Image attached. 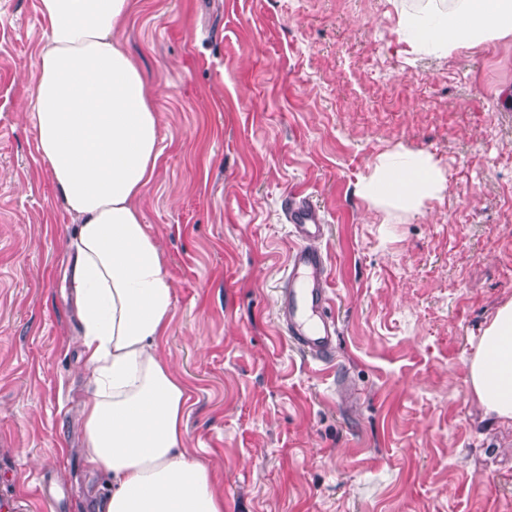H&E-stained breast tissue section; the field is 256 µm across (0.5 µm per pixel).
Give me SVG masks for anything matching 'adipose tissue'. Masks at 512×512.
Here are the masks:
<instances>
[{"instance_id": "obj_1", "label": "adipose tissue", "mask_w": 512, "mask_h": 512, "mask_svg": "<svg viewBox=\"0 0 512 512\" xmlns=\"http://www.w3.org/2000/svg\"><path fill=\"white\" fill-rule=\"evenodd\" d=\"M133 0H39L45 42L25 109L74 222L68 279L91 372L88 463L112 480L96 512H224L208 469L185 447L188 388L161 356L173 288L139 198L157 175L160 116L120 34ZM414 48H473L512 36V0H451L401 14ZM446 179L423 151L381 155L358 185L375 207L420 212ZM486 415L512 421V302L469 363Z\"/></svg>"}]
</instances>
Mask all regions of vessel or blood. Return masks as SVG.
Listing matches in <instances>:
<instances>
[{
  "mask_svg": "<svg viewBox=\"0 0 512 512\" xmlns=\"http://www.w3.org/2000/svg\"><path fill=\"white\" fill-rule=\"evenodd\" d=\"M285 215L298 244L289 255L288 273L280 288L279 321L288 339L307 357L327 363L336 341V324L327 314L329 272L323 253L309 245L322 236L324 224L307 196L299 192L289 195Z\"/></svg>",
  "mask_w": 512,
  "mask_h": 512,
  "instance_id": "vessel-or-blood-1",
  "label": "vessel or blood"
}]
</instances>
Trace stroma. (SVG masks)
Returning a JSON list of instances; mask_svg holds the SVG:
<instances>
[{"mask_svg":"<svg viewBox=\"0 0 512 512\" xmlns=\"http://www.w3.org/2000/svg\"><path fill=\"white\" fill-rule=\"evenodd\" d=\"M37 3L0 0V495L42 477L59 512H92L108 484L82 441L73 225L24 114ZM426 3L134 0L121 38L161 115L140 200L173 286L161 349L224 512H512V422L467 374L512 301V37L412 48L398 18ZM395 149L446 177L421 213L357 193ZM297 190L326 225V366L277 319Z\"/></svg>","mask_w":512,"mask_h":512,"instance_id":"35a3bbf8","label":"stroma"}]
</instances>
